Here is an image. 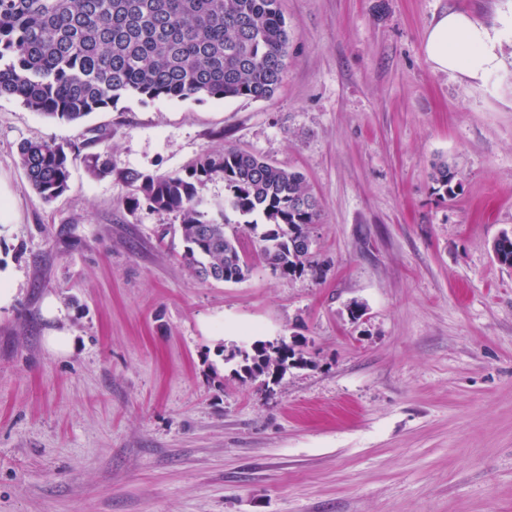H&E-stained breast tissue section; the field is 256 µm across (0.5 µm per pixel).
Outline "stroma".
Instances as JSON below:
<instances>
[{"mask_svg":"<svg viewBox=\"0 0 512 512\" xmlns=\"http://www.w3.org/2000/svg\"><path fill=\"white\" fill-rule=\"evenodd\" d=\"M281 8L269 101L128 97L68 122L0 99V512H512V267L493 252L512 233V40L484 86L424 52L444 12L493 26L512 0ZM27 139L108 153L112 174L74 161L43 202ZM227 145L305 175L317 273L201 280L179 217L133 204L125 171ZM440 160L463 181L451 199ZM292 337L281 380L224 360ZM457 176V172L448 165V162L434 164L432 181L436 185L433 187L435 193L442 198L458 195L462 191V182Z\"/></svg>","mask_w":512,"mask_h":512,"instance_id":"35a3bbf8","label":"stroma"}]
</instances>
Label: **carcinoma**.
<instances>
[{"label": "carcinoma", "instance_id": "1", "mask_svg": "<svg viewBox=\"0 0 512 512\" xmlns=\"http://www.w3.org/2000/svg\"><path fill=\"white\" fill-rule=\"evenodd\" d=\"M292 32L280 0H0V98H16L44 116L78 121L122 96L184 100H268L288 70ZM80 148L54 141L20 144L18 162L35 193L50 203L69 190L70 166ZM88 172L112 175L107 153L83 156ZM224 180L217 215L202 205L207 182ZM123 179L149 209L176 212L187 266L202 280L238 282L255 259L286 277L311 266L297 242L310 236L321 210L305 177L234 146L202 155L183 174L153 177L130 170ZM435 193L462 191L448 163L433 166ZM261 229L257 257L240 246L237 225ZM497 261L512 267V234L493 244ZM288 366L286 341L234 348L244 377L268 373L271 356Z\"/></svg>", "mask_w": 512, "mask_h": 512}]
</instances>
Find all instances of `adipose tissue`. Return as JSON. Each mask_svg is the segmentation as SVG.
I'll list each match as a JSON object with an SVG mask.
<instances>
[{
    "instance_id": "obj_1",
    "label": "adipose tissue",
    "mask_w": 512,
    "mask_h": 512,
    "mask_svg": "<svg viewBox=\"0 0 512 512\" xmlns=\"http://www.w3.org/2000/svg\"><path fill=\"white\" fill-rule=\"evenodd\" d=\"M508 33H512V15L500 17L497 26L490 27L465 13L450 11L428 30L424 51L434 69L482 83L500 68L499 44Z\"/></svg>"
}]
</instances>
